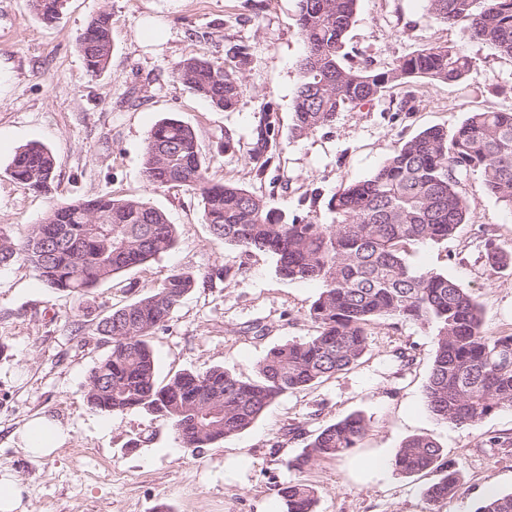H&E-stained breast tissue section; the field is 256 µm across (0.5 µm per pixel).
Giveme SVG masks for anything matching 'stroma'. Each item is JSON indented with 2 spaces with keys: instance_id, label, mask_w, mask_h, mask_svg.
<instances>
[{
  "instance_id": "stroma-1",
  "label": "stroma",
  "mask_w": 512,
  "mask_h": 512,
  "mask_svg": "<svg viewBox=\"0 0 512 512\" xmlns=\"http://www.w3.org/2000/svg\"><path fill=\"white\" fill-rule=\"evenodd\" d=\"M103 10L112 15V58L94 75L78 38ZM297 14V0H64L59 19L47 24L29 0H0V231L20 235L55 204L105 193L149 203L177 230L169 252L79 300L47 288L27 263L0 267V475L21 484L27 512H272L275 484L297 481L315 489L317 512H475L488 494L512 492V408L473 426L437 421L424 398L434 331L419 324L376 323L357 366L281 396L247 431L195 453L161 418L138 409L103 415L87 405L88 374L109 351L98 321L175 269L201 280L152 338L159 377L220 365L247 378L273 345L315 333L307 313L318 285L285 281L270 254L243 257L213 238L199 192L148 185L143 153L159 120L195 130L211 182L237 183L272 207L325 222V203L340 184L365 179L421 130L451 131L469 113L512 110V57L468 41L463 26L441 23L425 0H359L348 35L357 60L383 67L445 44L466 47L474 66L463 82L417 80L293 137L303 54ZM232 44L246 46L249 59L241 101L225 112L193 93L174 66L202 52L223 56ZM410 93L413 108L401 110ZM268 101L280 119L281 153L275 177L259 179L247 151ZM228 138L235 151L223 150ZM32 141L57 158L52 193L33 192L6 172L17 148ZM464 189L468 223L447 242L408 245L407 259L468 289L484 310L485 335L512 333V265L485 262L487 244L512 251V210L485 192L479 176ZM224 265L226 278L203 282ZM257 326L263 337H255ZM352 412L370 422L360 448L301 472L287 467L319 429ZM40 417L67 437L35 456L19 435ZM415 435L433 438L459 469L458 496L429 501L432 472L361 471V457L395 456ZM493 437L500 445H490Z\"/></svg>"
}]
</instances>
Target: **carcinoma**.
Wrapping results in <instances>:
<instances>
[{
    "label": "carcinoma",
    "instance_id": "cac0c4a2",
    "mask_svg": "<svg viewBox=\"0 0 512 512\" xmlns=\"http://www.w3.org/2000/svg\"><path fill=\"white\" fill-rule=\"evenodd\" d=\"M428 11L448 26L464 25L471 42L512 56V0H426ZM63 0H31L45 23L58 18ZM358 0H298V36L304 52L301 81L293 100L291 132L297 137L329 127L340 112L353 110L389 89L417 79L451 83L474 66L462 47L434 45L390 66L348 60L347 35ZM89 72H102L112 56V15L100 12L78 39ZM248 53L231 45L225 59L205 52L175 66L178 77L224 111L243 93L237 66ZM277 109L260 112L249 159L255 176H266L279 155ZM10 176L36 193L52 191L56 158L47 146L19 147ZM198 137L176 119L151 129L143 174L157 187L200 192L212 236L240 254L265 252L288 282L316 283L320 292L308 311L316 333L272 346L252 378L221 366L183 371L157 383L150 344L167 326L199 276L169 274L151 292L112 310L97 333L109 352L90 371L86 401L93 411L114 415L141 409L166 420L181 447L197 452L248 430L279 397L305 390L357 365L367 354L372 325L383 320L435 329L434 355L425 387L429 412L439 421L475 425L496 409L512 408V334L488 337L476 298L447 273L412 268L411 242L442 243L466 223L470 209L462 185L481 177L486 192L512 209V112H471L453 131L429 127L406 140L367 178L342 184L327 202L330 223L274 210L264 196L239 184H212ZM176 227L164 212L139 199L111 194L54 205L18 237L0 231V266L16 261L34 267L47 287L83 297L98 283L154 260L172 249ZM43 248H37V244ZM492 268L512 263V252L489 248ZM369 420L351 413L322 428L301 454L286 462L298 471L320 458L340 457L358 447ZM394 464L414 475L441 476L426 489L434 502L455 496L459 472L443 459L428 436L407 438ZM283 512H316L317 495L303 482L275 485ZM476 512H512V492L494 494Z\"/></svg>",
    "mask_w": 512,
    "mask_h": 512
}]
</instances>
